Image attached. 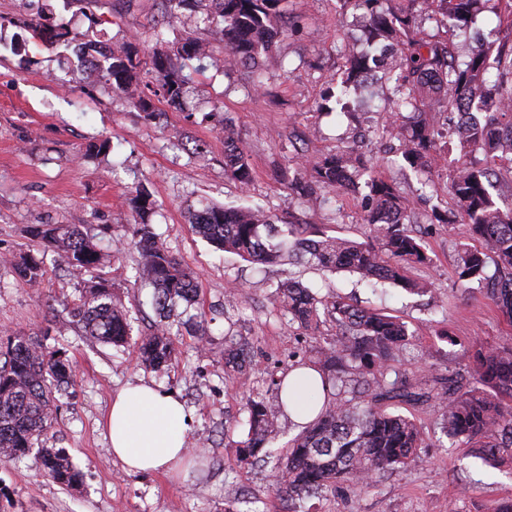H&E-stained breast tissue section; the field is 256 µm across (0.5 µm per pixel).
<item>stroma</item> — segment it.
Returning <instances> with one entry per match:
<instances>
[{
	"instance_id": "1",
	"label": "stroma",
	"mask_w": 512,
	"mask_h": 512,
	"mask_svg": "<svg viewBox=\"0 0 512 512\" xmlns=\"http://www.w3.org/2000/svg\"><path fill=\"white\" fill-rule=\"evenodd\" d=\"M52 8L75 31L88 27L87 14L100 23L99 38L120 48L131 42L149 59L159 0H92L81 12L74 0H0V39L19 33V16L33 17ZM282 20L294 23L276 51L265 59L264 88L246 89V77L225 67L220 24L196 27L186 17L171 19L168 40L187 36L207 43L216 62L194 77L181 109L157 102L166 121L145 122L124 98L113 94L97 72L81 73L58 49L28 43L15 54L0 48V247L33 249L27 230L42 223L103 227V254L131 239L127 197L135 183L145 184L156 204L152 222L158 233L199 283L192 321L173 327L178 355L159 371L142 368L137 356L141 333L157 320L152 291L134 283L135 250L117 254L125 275L116 291L130 309L132 334L115 348L83 336L71 322L67 303L78 296L79 281L52 252H45L39 287L18 282L0 263V339L46 336L48 346L64 349L75 383L61 397L49 440L62 448L82 474L67 488L44 475L35 456L0 461V512H246L258 502L262 512H282L269 467L241 465L235 449L224 444L225 427L243 437L246 395L262 397L277 410L274 392L263 382L265 369L287 372L292 355L314 343L313 337L288 327L277 317L269 282L289 277L318 291L335 292L359 306L399 317L412 333L400 356L407 378L420 377L423 366L434 374L469 378L475 345H511L512 326L499 316L484 291L459 279L457 250L467 243L464 225L430 226L432 208H452L446 170L431 183L385 159L390 143L374 131L387 116L388 85L380 81L351 92L352 113L344 115L327 99L331 80L348 67L345 47L361 39L369 16L350 0H280ZM193 120H185V113ZM223 112L238 129L254 179L247 189L224 175V135L204 116ZM109 140L111 149L85 156L87 144ZM381 153L372 176L398 182L414 199L416 233L429 261L412 268L411 278L430 283L431 296L413 295L399 286L374 290L356 275L321 271L305 265L254 264L216 250L196 235L189 213L199 202L219 205L259 203L279 217L317 225L330 236L369 243L358 192L321 193L300 200L274 179V167L295 171L300 160L333 150L339 140ZM203 145L201 156L188 154ZM235 287L247 297L238 310L225 312L224 292ZM443 312H436V305ZM249 337L253 362L244 374L225 376L224 338ZM142 380L175 393L191 418L187 448L199 452L179 474H129L113 457L100 424L112 397L126 383ZM512 499V472L483 465L469 448H425L409 468L367 489L348 488L320 501V512H487L500 499Z\"/></svg>"
}]
</instances>
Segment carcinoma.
Here are the masks:
<instances>
[{
  "instance_id": "1",
  "label": "carcinoma",
  "mask_w": 512,
  "mask_h": 512,
  "mask_svg": "<svg viewBox=\"0 0 512 512\" xmlns=\"http://www.w3.org/2000/svg\"><path fill=\"white\" fill-rule=\"evenodd\" d=\"M280 0H160L162 13L172 17L189 14L196 24L209 25L212 14L222 18L224 63L246 71L252 89L262 86L261 58L284 35L273 23ZM373 11L366 32L369 50L350 60L339 85L349 83L390 58L394 78L389 122L385 128L398 142L396 153L405 166L430 173L447 165V154L456 150L465 159L448 170V192L455 209L434 213L439 224L467 226L476 246L462 245L457 268L462 280H477L501 316L512 324V207L501 208L489 186L502 173L512 174V9L498 15L506 31L496 45L473 50L458 61L446 38H426L420 25L433 20L424 8L415 13L402 8L389 14L374 12L379 0H354ZM444 14L464 23L475 21L477 0H441ZM95 19L86 31L73 33L54 23L44 12L23 28L34 39L71 50L77 67H86L89 50L97 44ZM157 48L148 62L153 81L142 83L143 61L131 42L99 61L96 70L112 92L128 98L146 122L161 124L166 113L153 100L179 107L191 77L189 68L204 70L213 59L208 47L195 38L170 42L155 33ZM483 112L462 131H448V139L430 125L429 112H464L476 94ZM205 118L224 133V175L242 186L253 180V171L239 132L224 112ZM372 160L349 145L312 163L311 178L296 173L288 178L292 192L307 197L316 190L341 191L360 186ZM366 224L375 244L327 236L306 237L302 225L279 218L259 205L206 204L190 215L196 233L218 249L259 265L295 261L325 271H347L370 285H398L416 294H427V284L408 276L409 268L428 261L423 241L414 230V202L385 180L365 181ZM132 214L131 244L139 254L135 281L153 288L152 305L159 315L155 330L139 345L141 363L159 370L176 358L171 340V314L179 302L193 304L198 288L193 273L171 253L155 231L150 216L155 201L147 186L138 184L128 197ZM28 233L45 251L58 255L72 274L81 278L79 296L66 305L70 317L84 333L116 348L130 335L129 309L115 292L117 271H104L97 235L71 224H33ZM0 261L11 266L15 278L31 287L44 276L41 259L31 251L0 252ZM494 264L498 278L485 270ZM280 318L290 327L315 331L320 315L336 324V337L314 347L312 358L296 362L321 376L312 383L319 395L317 416L302 427L288 453L276 456L273 444L280 434L278 417L266 404L245 398L246 437L233 442L241 463L274 461L276 495L295 505L318 499L345 486L369 487L385 475L405 469L431 447V439L412 419L391 410V403L423 405L435 401L441 413V430L452 443L473 449L475 457L494 468L512 470V347L475 346L473 382L465 385L452 376L434 378L433 386L412 384L399 376L395 365L413 334L406 323L382 312L367 310L340 296L321 299L300 281L288 278L272 293ZM224 373H238L249 358L251 341L244 336L224 337ZM74 384L66 351L49 348L31 336H9L0 341V460H18L36 454L44 472L55 482L75 487L80 472L62 448H47L48 431L57 410V395Z\"/></svg>"
}]
</instances>
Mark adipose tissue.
<instances>
[{"mask_svg":"<svg viewBox=\"0 0 512 512\" xmlns=\"http://www.w3.org/2000/svg\"><path fill=\"white\" fill-rule=\"evenodd\" d=\"M112 454L130 472H177L185 457L189 416L172 392L143 382L122 388L103 420Z\"/></svg>","mask_w":512,"mask_h":512,"instance_id":"adipose-tissue-1","label":"adipose tissue"}]
</instances>
